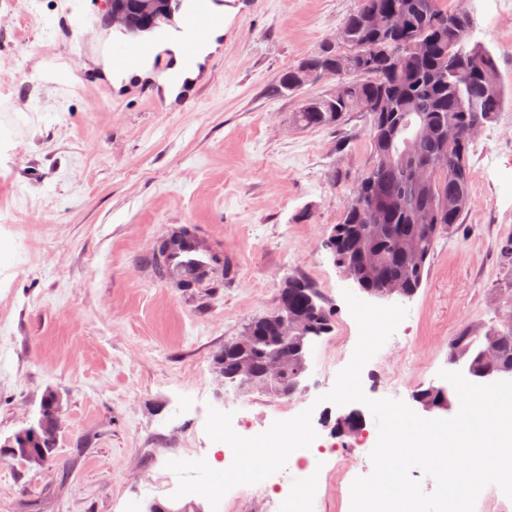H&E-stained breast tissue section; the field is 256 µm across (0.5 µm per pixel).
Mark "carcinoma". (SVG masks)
<instances>
[{"instance_id": "cac0c4a2", "label": "carcinoma", "mask_w": 512, "mask_h": 512, "mask_svg": "<svg viewBox=\"0 0 512 512\" xmlns=\"http://www.w3.org/2000/svg\"><path fill=\"white\" fill-rule=\"evenodd\" d=\"M112 7L131 17L127 32L147 28L136 0H112ZM375 15L383 20L378 27ZM474 33L465 0L452 6L448 0H360L336 41L284 68L273 82V93L281 97L301 95L308 84L336 82V97L302 99L293 120L303 127L337 129L358 111L365 120L372 159L335 228L336 249L354 262L353 271L373 296L392 288L412 296L429 275L438 240L457 231L471 203L469 130L494 121L506 98L496 59ZM450 128L462 132L459 141L443 140ZM419 165L440 172L421 186L413 177ZM201 247L195 234L171 245L163 260L150 257V263L178 290L191 291L203 278L211 288L231 281L234 268L222 252L211 249L207 262L191 266L175 261ZM285 304L299 336L277 342ZM332 323L318 290L290 277L277 290L275 309L250 319L241 335L225 341L215 363L224 376L236 374L256 390L292 395L307 369L310 342L329 333ZM274 360L281 369L277 376L267 371ZM456 360L512 374V324L463 325L448 344V363ZM37 425L41 435L11 441L10 455L35 465L54 460L57 432L44 404Z\"/></svg>"}]
</instances>
